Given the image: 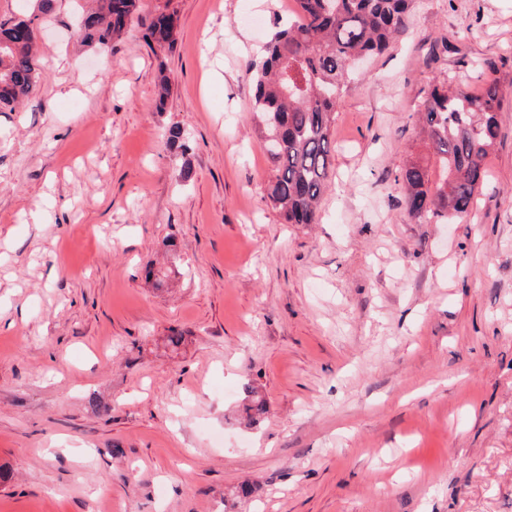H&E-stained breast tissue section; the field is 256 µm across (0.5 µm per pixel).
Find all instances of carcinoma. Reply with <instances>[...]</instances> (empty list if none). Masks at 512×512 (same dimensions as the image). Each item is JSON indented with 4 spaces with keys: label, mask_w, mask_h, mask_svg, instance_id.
Segmentation results:
<instances>
[{
    "label": "carcinoma",
    "mask_w": 512,
    "mask_h": 512,
    "mask_svg": "<svg viewBox=\"0 0 512 512\" xmlns=\"http://www.w3.org/2000/svg\"><path fill=\"white\" fill-rule=\"evenodd\" d=\"M412 0H294L295 19L278 28L248 71L255 83L272 175L264 200L284 224H315L329 186L335 146L331 125L353 64L389 49ZM137 0H97L79 23L83 38L109 48L130 25ZM177 17L155 14L147 38L173 45ZM34 19L0 20V108L29 97L41 80L34 64ZM481 86L471 93L449 76L426 93L418 120L443 175L432 180L420 163L397 178L408 216L418 224H454L468 218L488 180L487 158L500 136V113L512 80L498 64L478 65Z\"/></svg>",
    "instance_id": "obj_1"
}]
</instances>
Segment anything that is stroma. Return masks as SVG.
Returning a JSON list of instances; mask_svg holds the SVG:
<instances>
[{"label": "stroma", "instance_id": "obj_1", "mask_svg": "<svg viewBox=\"0 0 512 512\" xmlns=\"http://www.w3.org/2000/svg\"><path fill=\"white\" fill-rule=\"evenodd\" d=\"M89 6L36 20L42 81L0 110V512H512V104L465 221L414 223L395 180L434 160L435 81L512 78V0H414L308 225L264 202L245 68L293 0H142L105 50ZM177 17L175 11H161L155 14L147 27V38L160 45L167 44L169 47L175 42V29Z\"/></svg>", "mask_w": 512, "mask_h": 512}]
</instances>
